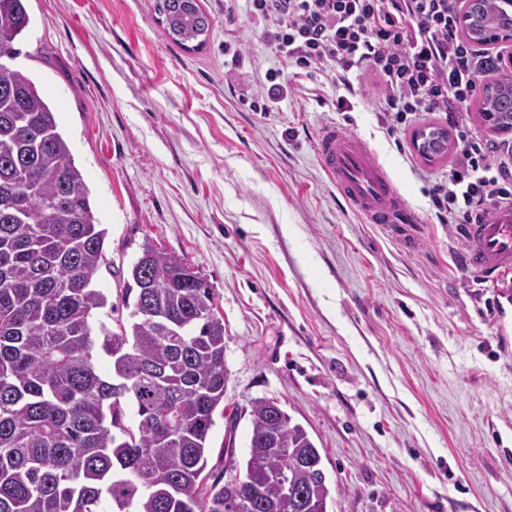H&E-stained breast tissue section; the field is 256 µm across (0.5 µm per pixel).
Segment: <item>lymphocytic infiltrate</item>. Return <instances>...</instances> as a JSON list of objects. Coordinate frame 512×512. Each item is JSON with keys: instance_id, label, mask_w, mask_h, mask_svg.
Instances as JSON below:
<instances>
[{"instance_id": "f902f5d3", "label": "lymphocytic infiltrate", "mask_w": 512, "mask_h": 512, "mask_svg": "<svg viewBox=\"0 0 512 512\" xmlns=\"http://www.w3.org/2000/svg\"><path fill=\"white\" fill-rule=\"evenodd\" d=\"M461 0H249L253 20L295 66L330 67L345 93L347 112L357 91L351 72L376 80L378 112L399 131L424 112L444 114L457 132L447 175L431 190L441 224H468L512 206V146L488 141L470 121L479 80L490 73L487 53L464 40Z\"/></svg>"}]
</instances>
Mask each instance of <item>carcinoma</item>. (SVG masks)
Segmentation results:
<instances>
[{"mask_svg":"<svg viewBox=\"0 0 512 512\" xmlns=\"http://www.w3.org/2000/svg\"><path fill=\"white\" fill-rule=\"evenodd\" d=\"M27 0H0V512H296L285 493L314 492L328 512L319 448L303 425L250 412L241 483H207L209 440L224 404V322L212 289L184 260L148 242L133 262L114 332L94 314L107 230L58 129L56 112L21 69L14 41ZM165 36L183 45L210 25L199 0H153ZM468 38L507 25L499 0H473ZM484 121L512 130V78L488 83ZM112 358L99 374L98 352ZM133 411L134 424L127 423Z\"/></svg>","mask_w":512,"mask_h":512,"instance_id":"obj_1","label":"carcinoma"}]
</instances>
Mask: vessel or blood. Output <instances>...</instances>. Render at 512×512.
<instances>
[{
  "instance_id": "vessel-or-blood-1",
  "label": "vessel or blood",
  "mask_w": 512,
  "mask_h": 512,
  "mask_svg": "<svg viewBox=\"0 0 512 512\" xmlns=\"http://www.w3.org/2000/svg\"><path fill=\"white\" fill-rule=\"evenodd\" d=\"M314 151L329 182L366 223H417V214L362 139L327 124ZM466 236V270L492 281L512 274V207L495 208L467 225Z\"/></svg>"
}]
</instances>
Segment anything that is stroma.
Listing matches in <instances>:
<instances>
[{"instance_id":"35a3bbf8","label":"stroma","mask_w":512,"mask_h":512,"mask_svg":"<svg viewBox=\"0 0 512 512\" xmlns=\"http://www.w3.org/2000/svg\"><path fill=\"white\" fill-rule=\"evenodd\" d=\"M200 5L211 29L190 51L152 0H27L14 64L56 108L107 230V324L128 319L142 245L175 253L224 322L213 473L226 432L245 460L251 406L271 399L319 448L328 512H512V352L497 341L512 298L461 270V225L435 221L451 155L404 150L371 80L337 111L333 70L277 55L245 2L232 22L224 0ZM329 123L368 145L419 223H366L337 195L313 148Z\"/></svg>"}]
</instances>
